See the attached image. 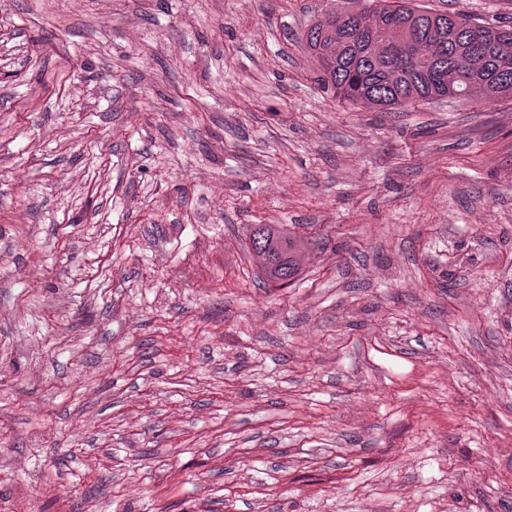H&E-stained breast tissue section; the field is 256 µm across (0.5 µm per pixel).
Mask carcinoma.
<instances>
[{"mask_svg": "<svg viewBox=\"0 0 512 512\" xmlns=\"http://www.w3.org/2000/svg\"><path fill=\"white\" fill-rule=\"evenodd\" d=\"M433 11L416 0H368L355 22L339 20L327 10L304 32L303 40L319 63L316 81L353 105L380 111L437 98L464 99L481 91L488 101L512 98V29L481 26V48L467 49L475 22L437 14L448 24V67L452 79L443 82L426 74L438 47L416 31V16ZM261 243L249 238L262 280L277 287L300 272L303 242L284 225L263 224Z\"/></svg>", "mask_w": 512, "mask_h": 512, "instance_id": "obj_1", "label": "carcinoma"}]
</instances>
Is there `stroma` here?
Listing matches in <instances>:
<instances>
[{
  "label": "stroma",
  "instance_id": "obj_1",
  "mask_svg": "<svg viewBox=\"0 0 512 512\" xmlns=\"http://www.w3.org/2000/svg\"><path fill=\"white\" fill-rule=\"evenodd\" d=\"M331 5L0 0V512H512V98L341 103ZM255 226H260L261 243L254 242ZM283 224H254L249 235V249L260 265L262 280L279 288L285 277L291 281L300 272V251L303 245Z\"/></svg>",
  "mask_w": 512,
  "mask_h": 512
}]
</instances>
